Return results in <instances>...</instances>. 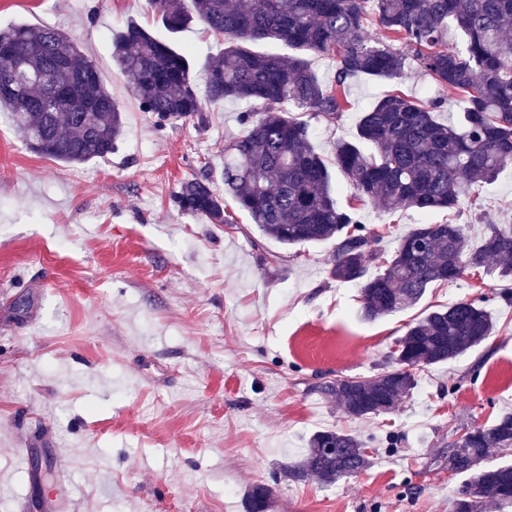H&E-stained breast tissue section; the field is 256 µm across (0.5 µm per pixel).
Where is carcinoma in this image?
<instances>
[{
	"instance_id": "carcinoma-1",
	"label": "carcinoma",
	"mask_w": 512,
	"mask_h": 512,
	"mask_svg": "<svg viewBox=\"0 0 512 512\" xmlns=\"http://www.w3.org/2000/svg\"><path fill=\"white\" fill-rule=\"evenodd\" d=\"M173 34L194 21L224 37V51L204 68L199 93L192 52L156 39L134 21L112 39L118 69L156 125L207 121L203 101L245 100L242 133L224 144V189L260 231L283 245L334 242L329 276L361 287L360 315L373 321L416 306L428 288L493 264L512 281V225L490 224L475 247L461 224H417L389 254L383 233L361 223L357 207L392 211L460 208L476 183L512 166V0H151ZM454 25L464 49L449 51ZM274 39L286 55L249 44ZM0 112L9 114L27 147L66 164L105 158L124 135L122 112L106 77L78 42L55 28L14 24L0 29ZM336 60L334 84L319 81L302 56ZM413 56L438 85L464 97L456 123L435 118L442 100L391 92L361 116L357 140L339 141L333 157L318 152L307 124L290 109L337 120L350 107L348 81L359 75L398 78ZM374 151L365 153L359 143ZM352 182L355 205L341 209L332 169ZM207 170L181 183L178 208L212 224H234ZM480 295L436 309L411 323L389 354L387 369L322 386L352 418L389 413L416 387L418 370L449 362L483 343L494 322ZM498 456L504 462L490 464ZM512 412L474 426L448 443L440 463L463 477L450 512H482L487 499L512 506ZM370 465L365 441L340 430L316 432L301 459L285 467L294 480L324 484ZM273 492L251 485L247 512H270Z\"/></svg>"
}]
</instances>
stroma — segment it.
Masks as SVG:
<instances>
[{"instance_id": "35a3bbf8", "label": "stroma", "mask_w": 512, "mask_h": 512, "mask_svg": "<svg viewBox=\"0 0 512 512\" xmlns=\"http://www.w3.org/2000/svg\"><path fill=\"white\" fill-rule=\"evenodd\" d=\"M130 20L190 46L201 67L224 49L200 22L169 33L149 0H0L1 28L75 38L125 118L112 155L69 165L30 151L0 112V512H36L42 487L29 481V461L60 455L69 512H246L259 482L275 512H448L462 479L439 465L442 448L512 411V308L489 302L493 336L420 371L393 413L347 417L321 387L380 372L408 323L501 281L480 271L367 321L359 286L328 277L330 244L263 235L222 180L212 189L236 226L181 212L174 192L202 168L221 171L249 104H206L204 127H156L112 61L113 35ZM393 90L442 98L443 122L463 107L412 65L393 81L358 77L339 120L303 114L316 149L328 155L336 140L355 139L363 109ZM478 206L512 224V167L459 212L368 206L359 218L385 228L389 252L424 221L466 225L477 244ZM20 296L28 308L18 317ZM478 359V378L449 392V378ZM326 429L360 436L370 466L332 485L288 479L283 463Z\"/></svg>"}]
</instances>
